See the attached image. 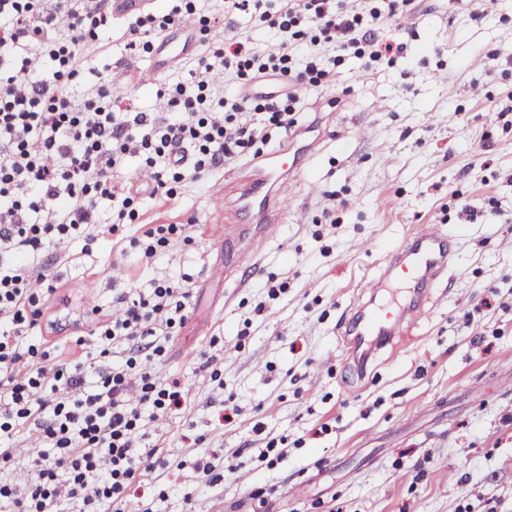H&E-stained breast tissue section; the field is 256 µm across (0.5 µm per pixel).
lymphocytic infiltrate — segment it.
Masks as SVG:
<instances>
[{"label": "lymphocytic infiltrate", "instance_id": "lymphocytic-infiltrate-1", "mask_svg": "<svg viewBox=\"0 0 512 512\" xmlns=\"http://www.w3.org/2000/svg\"><path fill=\"white\" fill-rule=\"evenodd\" d=\"M413 0L364 6L357 0H166L125 22L124 48L151 57L157 38L195 17L203 51L193 68L156 84L160 118L130 111L111 81L79 97L88 57L105 45L115 19L110 0H0V463L12 461L17 436L37 429L38 443L20 485L0 481V512H91L128 506L153 512L166 492L150 477L170 463L140 445L145 419L185 410L179 380L153 371L188 317L191 291L171 277L163 255L173 224H145L127 248L141 256L149 288L121 289L90 335L49 340L27 257L55 250L93 229L100 205L113 225L137 220L146 200L174 198L182 184L255 157L273 133L297 127L298 86L336 76L325 49L352 52L364 69L407 57L406 43L381 42L385 20L410 19ZM243 13L267 28L272 49L250 37L217 38L222 13ZM48 60L33 69L28 52ZM141 182L115 180L129 157ZM128 353L113 360L112 349Z\"/></svg>", "mask_w": 512, "mask_h": 512}]
</instances>
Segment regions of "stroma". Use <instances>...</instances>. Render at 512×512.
<instances>
[{
	"mask_svg": "<svg viewBox=\"0 0 512 512\" xmlns=\"http://www.w3.org/2000/svg\"><path fill=\"white\" fill-rule=\"evenodd\" d=\"M413 7L412 32L377 33L408 41L411 64L367 71L346 53L332 85L299 88L312 158L281 184L287 211L245 287L211 270L224 262V187L246 160L142 208L139 224L186 225L165 261L192 277L188 319L157 366L190 404L141 440L171 463L160 512H512V118L497 112L512 95V0ZM121 35L93 53L81 93L108 76L132 111H161L148 60ZM422 224L453 234L455 267L410 336L360 367L339 317ZM44 266L47 313L80 302L86 333L119 289L149 285L136 254L82 234L36 254ZM203 351L223 356V384L198 370ZM200 457L223 481L199 486Z\"/></svg>",
	"mask_w": 512,
	"mask_h": 512,
	"instance_id": "obj_1",
	"label": "stroma"
}]
</instances>
